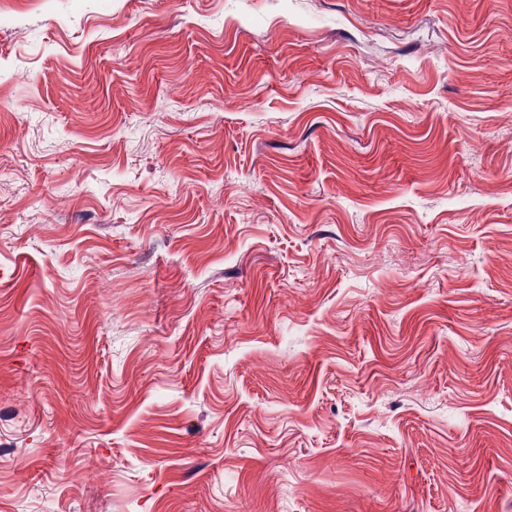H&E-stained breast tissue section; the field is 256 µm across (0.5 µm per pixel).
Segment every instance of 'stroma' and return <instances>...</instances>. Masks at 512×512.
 Returning <instances> with one entry per match:
<instances>
[{
    "label": "stroma",
    "instance_id": "obj_1",
    "mask_svg": "<svg viewBox=\"0 0 512 512\" xmlns=\"http://www.w3.org/2000/svg\"><path fill=\"white\" fill-rule=\"evenodd\" d=\"M512 512V0L0 14V512Z\"/></svg>",
    "mask_w": 512,
    "mask_h": 512
}]
</instances>
